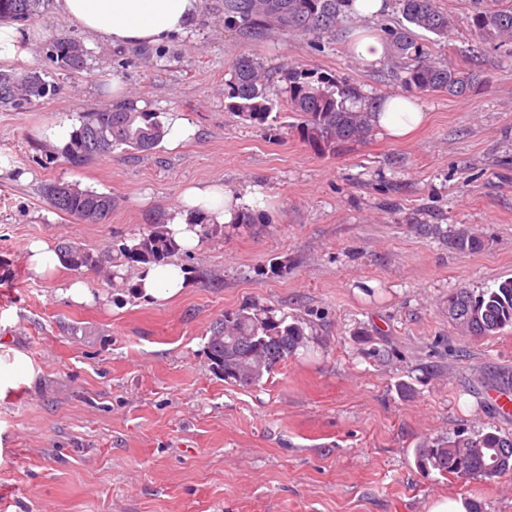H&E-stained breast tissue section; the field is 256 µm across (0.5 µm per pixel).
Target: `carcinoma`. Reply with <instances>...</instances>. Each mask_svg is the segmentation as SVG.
<instances>
[{
    "label": "carcinoma",
    "mask_w": 512,
    "mask_h": 512,
    "mask_svg": "<svg viewBox=\"0 0 512 512\" xmlns=\"http://www.w3.org/2000/svg\"><path fill=\"white\" fill-rule=\"evenodd\" d=\"M41 0H0V21H29L39 13ZM401 20L384 28L393 70L405 89L419 93L440 92L454 97L469 95L480 83L477 75L448 57H436L417 31L437 36L448 34L452 23L438 0H395ZM352 0H224V27L245 39L270 31L334 41L345 33V18ZM471 26L482 45L512 43V0H474ZM72 41L57 38L50 44L49 57L60 67L79 70L86 59L74 60ZM226 109L242 118L263 124L272 113L267 96L270 73L249 53L237 56L229 66ZM285 99L283 107L292 119L288 126L303 140L321 151H336L349 143L368 139L372 118L380 99L363 93L356 85L333 77L313 75L298 66L282 71ZM54 93L37 73L19 78L0 71V106L22 104ZM164 124L158 114L130 105L86 113L78 128L62 146L42 148L44 163L62 162L80 167L100 157L91 147L112 152L117 148L147 152L164 140ZM57 183L45 188L48 205L55 211L85 221L103 224L112 214V194L81 190L66 197L56 191ZM60 261L71 271L82 273L122 262L145 270L162 265L180 251V246L162 226L149 225L140 236L112 242L102 251L92 252L63 244ZM448 306L457 315L455 325L471 336H491L512 326V278L478 294L462 288L448 295ZM305 331L288 315L277 317L255 305L224 312L211 328L207 355L211 364L223 371L224 381L254 387L281 362L304 345ZM420 464L432 465L442 474L487 479L495 467V477L512 471V436L486 432L476 437L460 433L454 439L418 449Z\"/></svg>",
    "instance_id": "cac0c4a2"
}]
</instances>
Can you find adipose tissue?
Here are the masks:
<instances>
[{
    "label": "adipose tissue",
    "instance_id": "obj_1",
    "mask_svg": "<svg viewBox=\"0 0 512 512\" xmlns=\"http://www.w3.org/2000/svg\"><path fill=\"white\" fill-rule=\"evenodd\" d=\"M61 14L87 34L112 44H160L169 38L190 35L200 18L203 0H56ZM425 114L412 97H386L377 114V129L388 135L404 136L417 129ZM239 195L220 184L193 186L180 196L166 228L185 249L193 248L198 238L190 228V215L200 213L211 223H231L242 204ZM145 297L168 299L187 285L178 265L148 268L140 279Z\"/></svg>",
    "mask_w": 512,
    "mask_h": 512
}]
</instances>
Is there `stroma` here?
<instances>
[{
  "label": "stroma",
  "mask_w": 512,
  "mask_h": 512,
  "mask_svg": "<svg viewBox=\"0 0 512 512\" xmlns=\"http://www.w3.org/2000/svg\"><path fill=\"white\" fill-rule=\"evenodd\" d=\"M439 3L453 26L429 45L470 52L478 88L418 94L427 119L408 137L321 154L293 129L226 110L232 60L252 53L274 73L295 63L379 96L403 91L388 61L363 64L344 40L243 41L224 26V0H204L192 35L112 46L43 0L20 71L55 92L0 109V512H427L458 495L474 512H512V474L485 482L417 463L420 446L461 429L512 436V415L484 398L512 393V328L465 336L448 317L449 293L512 278V44L476 46L472 0ZM60 37L82 45L86 69L50 62ZM115 78L127 102L185 116L194 136L43 165L41 145L112 107ZM57 181L112 194L109 222L51 209L44 189ZM207 183L248 191L262 218L175 255L198 272L177 297L29 269L32 242L101 250L166 223L186 188ZM466 230L480 250L455 248ZM79 276L94 304L63 296ZM251 303L299 321L306 344L243 388L214 374L206 345L225 311Z\"/></svg>",
  "instance_id": "1"
}]
</instances>
